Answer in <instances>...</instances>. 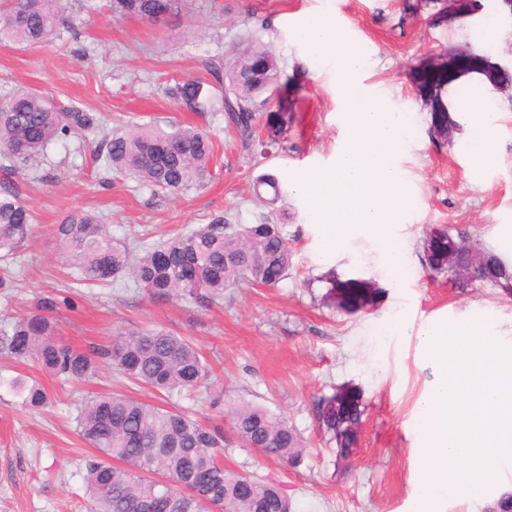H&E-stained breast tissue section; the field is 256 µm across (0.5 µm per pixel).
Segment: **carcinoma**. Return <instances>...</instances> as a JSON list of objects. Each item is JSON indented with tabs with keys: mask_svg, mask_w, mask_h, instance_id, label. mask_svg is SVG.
<instances>
[{
	"mask_svg": "<svg viewBox=\"0 0 512 512\" xmlns=\"http://www.w3.org/2000/svg\"><path fill=\"white\" fill-rule=\"evenodd\" d=\"M157 0H109L116 19L151 22ZM61 0H0V40L34 47L54 32ZM262 61L281 89L282 74L275 58L258 40L247 42L232 62L213 56L206 62L209 75L222 89L224 119L240 138L243 151L255 145L279 144L288 123L282 102L271 98L254 64ZM448 84V73L426 74L420 91L432 101L431 129L442 143L451 142L457 123L434 89ZM169 94L192 112L203 107V83L178 82ZM98 125L96 116L77 108L59 109L41 95L22 91L4 101L0 112V169L14 170L44 155L49 144L71 138ZM96 160L161 192L174 193L200 185L208 174L213 141L192 126L164 129L146 125L133 131L108 132L94 150ZM32 215L15 196L0 193V250L10 255L31 231ZM448 240L468 239L444 227L432 228L421 240L424 267L460 288H475L472 270L464 261L448 270V249L428 245L443 234ZM60 251L73 262L80 285H107L126 271L137 286L154 298L188 296L207 303L224 295V288L240 282L274 286L293 264L292 249L280 225L269 220L233 227L218 217L202 228L178 234L167 241L142 247V254L114 239L107 225L91 213L69 215L55 225ZM336 290V308L358 311L374 304L375 284L362 279H329ZM69 299L41 298L34 311L0 330V347L13 358L32 360L45 371L70 381L89 377L96 365L105 364L126 378L156 393L189 392L209 374L206 360L188 339L158 328L117 336L108 345L74 348L55 338L54 314ZM23 402L31 408L48 404V394L37 384L22 386ZM349 401L347 420L336 418V395L315 402L318 427L342 453L352 445L349 430L362 423L365 411L360 391L340 390ZM241 446L297 465L302 440L288 420L262 407L240 405L230 410ZM80 437L96 454L85 463V483L92 512H148L147 506L170 495L172 506L164 512H256L264 502L268 512H291L280 488L258 477L231 470L220 461L224 431L201 425L177 409H164L128 395L97 394L86 401L78 417ZM105 456L120 463L109 466ZM189 483L186 495L168 483Z\"/></svg>",
	"mask_w": 512,
	"mask_h": 512,
	"instance_id": "cac0c4a2",
	"label": "carcinoma"
}]
</instances>
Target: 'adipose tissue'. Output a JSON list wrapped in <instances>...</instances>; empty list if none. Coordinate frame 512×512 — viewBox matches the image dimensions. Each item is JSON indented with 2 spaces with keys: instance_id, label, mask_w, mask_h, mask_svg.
I'll return each instance as SVG.
<instances>
[{
  "instance_id": "1",
  "label": "adipose tissue",
  "mask_w": 512,
  "mask_h": 512,
  "mask_svg": "<svg viewBox=\"0 0 512 512\" xmlns=\"http://www.w3.org/2000/svg\"><path fill=\"white\" fill-rule=\"evenodd\" d=\"M457 82L459 86H472L476 89L475 94L465 98L462 107L454 110L452 116L455 120L465 121L469 162L472 167L482 168L491 162L495 151L494 142L483 117V111L491 99V83L482 73L460 76Z\"/></svg>"
}]
</instances>
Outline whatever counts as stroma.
Segmentation results:
<instances>
[{"instance_id": "stroma-1", "label": "stroma", "mask_w": 512, "mask_h": 512, "mask_svg": "<svg viewBox=\"0 0 512 512\" xmlns=\"http://www.w3.org/2000/svg\"><path fill=\"white\" fill-rule=\"evenodd\" d=\"M83 3L69 0L54 35L38 46L0 42V102L32 90L100 119L95 129L50 145L9 177V190L30 209L33 223L15 254L0 260V329L32 311L41 296L67 297L70 306L56 315L57 339L82 347L161 328L190 338L210 373L194 394L159 397L103 364L88 381L73 384L0 350V512H90L83 460L92 450L79 437L76 418L97 392L174 407L221 427L225 466L278 483L294 512H413L410 494L423 469L412 419L434 371L421 360L415 337L380 335L381 323L402 315L418 329L439 316L452 322L476 317L512 340V293L451 287L429 276L421 259V239L430 228L461 231L489 248L499 225H512V84L493 92L496 158L476 172L462 132L449 145L434 137L418 77L444 49L488 55L512 73V14L500 12L502 38L492 50L476 36L480 10L435 23L433 0H192L184 16L164 26L117 20L104 7L90 15ZM322 10L334 14L350 39L375 48L364 84L390 108L418 116L414 144L400 158L414 207L393 227L409 245L410 276L403 282L381 272L378 252L365 241L346 256L323 260L307 204L291 191L306 172L329 166L344 139L334 64L311 61L293 40L305 16ZM249 37L269 47L291 81L281 94L288 114L282 147L252 155L226 127L220 94H212L201 112L167 94L175 82L207 80L205 60L233 58ZM152 122L208 132L215 141L210 180L157 195L96 161L93 149L104 133ZM263 177L280 184L274 204H261L255 195ZM84 212L108 224L116 241L139 234L150 243L218 216L231 224L268 216L288 238L293 265L277 286H231L205 306L189 297H149L127 276L109 287L76 289L53 229ZM334 275L375 282L383 291L380 302L368 312H336L328 283ZM20 379L43 385L49 405L37 411L24 406ZM343 386L359 388L365 403L361 440L347 463L327 444L314 412L318 398ZM239 404L288 420L304 444L297 467L240 446L229 416Z\"/></svg>"}]
</instances>
